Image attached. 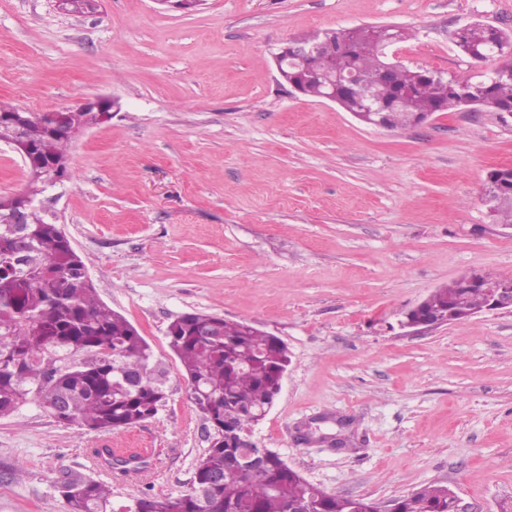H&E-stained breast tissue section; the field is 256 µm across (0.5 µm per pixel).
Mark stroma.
<instances>
[{"mask_svg":"<svg viewBox=\"0 0 512 512\" xmlns=\"http://www.w3.org/2000/svg\"><path fill=\"white\" fill-rule=\"evenodd\" d=\"M512 31V0H0V104L73 110L114 98L68 149L42 201L167 372L158 415L107 433L38 406L0 418V512H66L79 473L113 500L177 498L208 448L166 331L204 311L281 338L292 362L255 430L307 481L386 504L435 484L475 512L512 505V313L403 329V312L481 271L512 277V229L489 216L491 169L512 167V121L460 107L391 133L292 94L273 54L317 31L394 25L411 68L467 78L452 32ZM340 434L345 448L330 436ZM148 447L142 472L95 448ZM22 476H14V465Z\"/></svg>","mask_w":512,"mask_h":512,"instance_id":"stroma-1","label":"stroma"}]
</instances>
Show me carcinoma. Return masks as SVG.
Wrapping results in <instances>:
<instances>
[{
  "mask_svg": "<svg viewBox=\"0 0 512 512\" xmlns=\"http://www.w3.org/2000/svg\"><path fill=\"white\" fill-rule=\"evenodd\" d=\"M344 34L350 51L338 54V69L370 78L364 90L370 103L388 104L399 91L414 90L393 115L395 129L412 126L415 112L458 108L466 98L512 108V76L476 73L440 82L401 64L389 82L380 77L387 62L384 45L404 39L402 31L378 26ZM452 40L476 66L496 57L502 45L512 46V35L492 33L479 22ZM330 85L327 79L310 80L303 95L322 98ZM87 117L79 107L52 128L41 114L25 112L17 116L20 126L6 127L29 147L34 164L27 169L25 196L33 201L27 223L0 224V417L35 404L64 424L109 432L156 417L167 393L150 345L123 315L100 301L60 225L34 204L47 189L44 167L65 162L70 132ZM21 233L31 246L17 253L13 242ZM486 300L484 289L455 282L433 291L420 310L444 318L453 303L480 310ZM167 337L186 372L190 399L220 426L219 439L197 466L190 491L174 499L143 496L116 504L112 487L69 476L61 483L69 489L64 496L68 512H376L372 499L354 503L309 483L274 451L262 456L258 448L228 443L225 430L254 429L279 394L280 371L291 362L279 337L261 334L244 321L198 311L176 316ZM245 451L256 454L255 464L247 468L239 459ZM94 455L127 473L145 467L140 459L131 464L114 457L109 448H97ZM394 506L395 512H451L448 488L436 485L400 496Z\"/></svg>",
  "mask_w": 512,
  "mask_h": 512,
  "instance_id": "obj_1",
  "label": "carcinoma"
}]
</instances>
